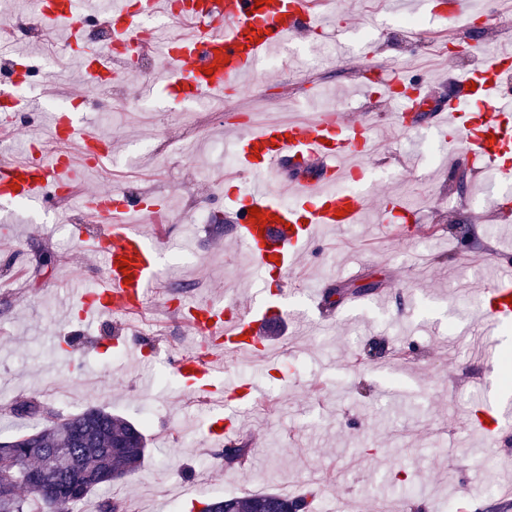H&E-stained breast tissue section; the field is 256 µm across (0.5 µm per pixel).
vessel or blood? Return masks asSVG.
<instances>
[{
    "instance_id": "vessel-or-blood-1",
    "label": "vessel or blood",
    "mask_w": 512,
    "mask_h": 512,
    "mask_svg": "<svg viewBox=\"0 0 512 512\" xmlns=\"http://www.w3.org/2000/svg\"><path fill=\"white\" fill-rule=\"evenodd\" d=\"M172 8V0H126L109 14L114 40L139 52L161 46L173 68L162 89L167 101L197 102L208 94L225 95L238 90L241 81L254 72L258 61L273 49L317 30V0H199L196 7L182 9L180 16L194 20V32L163 36L158 29L141 28L138 16ZM45 24L62 27L66 42L73 46L86 79L112 72V58L101 49L78 45V13L75 0H39ZM478 63L455 77L456 94L440 111V123L460 135L468 155L488 160L500 180L512 181V84L504 76L512 68V47L484 45L474 49ZM212 74H205V67ZM50 132L76 145L71 156L46 155L37 161L0 164V198L45 203L49 194L75 175L76 159L102 160L112 153L111 140L82 133L74 112L55 114ZM239 159L271 179L294 170L292 202L279 201L269 187L253 190L234 211L233 231L247 247L258 266L269 273L285 274L296 255L304 250L323 226L339 229L358 222L366 202L364 196L341 190L348 176L342 159L370 150V136L356 120H341L337 113L321 112L304 121L264 122L239 134L232 142ZM88 209L105 220L96 232L81 233L80 239L102 265L97 288L82 292L81 320L127 314L142 307L157 277L159 252L138 225L128 223L127 214L138 213L142 204L121 193L109 196L94 192L87 196ZM266 215V224L251 222L249 208ZM272 304L266 289L253 288L247 309L224 311L209 304L199 308L192 327L201 343L223 341L228 352L264 351L260 327L282 312ZM482 319L501 323L512 319V277L499 278L480 302ZM473 354L492 362L498 339L481 332L470 338ZM180 382L193 393L223 392L224 369L215 358L202 359L189 352L173 363ZM511 410L480 405L474 421L492 436L498 446H512V430L503 421Z\"/></svg>"
}]
</instances>
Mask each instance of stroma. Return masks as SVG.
Returning <instances> with one entry per match:
<instances>
[{
	"mask_svg": "<svg viewBox=\"0 0 512 512\" xmlns=\"http://www.w3.org/2000/svg\"><path fill=\"white\" fill-rule=\"evenodd\" d=\"M335 2L316 34L255 70L251 96L234 99L230 112L219 95L212 112L164 108L159 81L167 69L158 58L142 77L92 90L73 57L54 56L63 41L57 29L0 37V50L51 63L46 90L25 91L32 123L0 130L8 158L24 157L68 96L86 91L83 128L116 142L100 166L81 167L68 196L53 198L49 209L0 208V438L36 427L14 416L20 400L64 414L94 405L144 423L148 455L112 489L128 512H190L196 499L293 497L312 488L320 492L318 512H448L463 498L476 512H501L492 498L512 485V447H495L471 417L474 406L493 401L494 389L512 392V324L496 329L495 364L472 356L465 337L497 267L482 250L456 248L489 235L499 253L512 255V197L499 200L500 182L488 170L469 179L468 207L449 215V161L460 145L430 114L414 124L401 118L397 101L378 99L374 88L400 63L431 75L417 86L425 109L447 105L457 91L456 57L429 61L389 38L412 0ZM320 45L342 61L322 65L310 81L305 62ZM324 101L376 140L363 173L367 205L358 224L321 230L284 276L270 278L288 318L268 354L225 357V378L260 392L229 438L248 446L249 460L231 465L207 439L217 406L200 409L173 374V359L195 344L176 287L197 286L203 303L247 304L265 276L230 229L241 170L213 145L229 141L240 111L270 120L293 109L317 112ZM105 186L143 190L151 204L169 207L157 244L161 268L174 276L158 278L140 312L88 326L67 316L66 305L96 279L97 259L58 216ZM192 203L220 217L223 229L190 223ZM392 203L417 210V231L395 221ZM453 222L461 233H448ZM143 325V360L101 344Z\"/></svg>",
	"mask_w": 512,
	"mask_h": 512,
	"instance_id": "1",
	"label": "stroma"
}]
</instances>
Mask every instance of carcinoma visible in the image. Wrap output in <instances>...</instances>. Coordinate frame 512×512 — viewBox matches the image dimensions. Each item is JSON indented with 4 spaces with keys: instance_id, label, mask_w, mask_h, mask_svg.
Here are the masks:
<instances>
[{
    "instance_id": "cac0c4a2",
    "label": "carcinoma",
    "mask_w": 512,
    "mask_h": 512,
    "mask_svg": "<svg viewBox=\"0 0 512 512\" xmlns=\"http://www.w3.org/2000/svg\"><path fill=\"white\" fill-rule=\"evenodd\" d=\"M13 411L23 417H39L42 427L0 441V483L11 485L10 493L0 498V512H49V490L68 481L70 466L75 463L93 482L77 496L57 504L58 512H74L92 491H112L115 481L137 470L145 459L144 425L103 408L92 406L63 415L32 401H20ZM21 469L39 480L21 478ZM207 504L213 512H291L294 501L275 492H261L212 499Z\"/></svg>"
}]
</instances>
